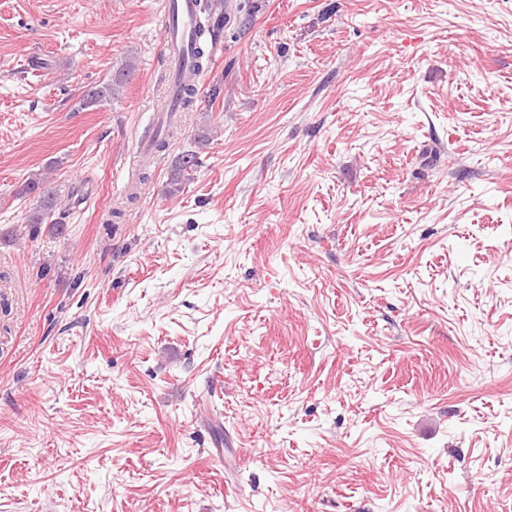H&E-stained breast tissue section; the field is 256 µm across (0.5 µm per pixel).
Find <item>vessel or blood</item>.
Listing matches in <instances>:
<instances>
[{"label": "vessel or blood", "mask_w": 512, "mask_h": 512, "mask_svg": "<svg viewBox=\"0 0 512 512\" xmlns=\"http://www.w3.org/2000/svg\"><path fill=\"white\" fill-rule=\"evenodd\" d=\"M200 0H168L163 31V51L172 68L184 70L191 63Z\"/></svg>", "instance_id": "1"}]
</instances>
